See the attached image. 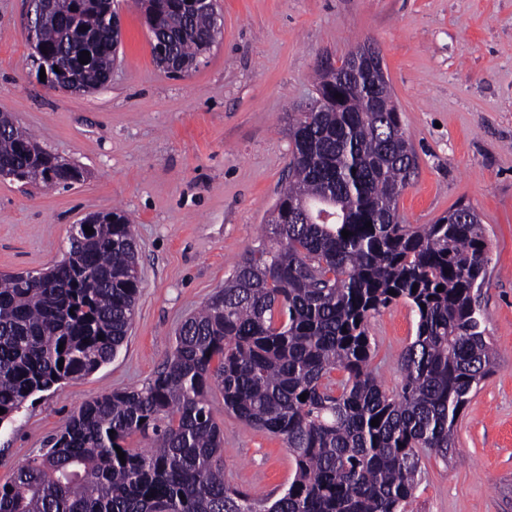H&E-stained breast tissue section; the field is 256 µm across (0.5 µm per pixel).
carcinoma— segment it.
Returning <instances> with one entry per match:
<instances>
[{
	"instance_id": "obj_1",
	"label": "carcinoma",
	"mask_w": 512,
	"mask_h": 512,
	"mask_svg": "<svg viewBox=\"0 0 512 512\" xmlns=\"http://www.w3.org/2000/svg\"><path fill=\"white\" fill-rule=\"evenodd\" d=\"M113 2L54 0L42 19L36 57L64 69L63 84L88 91L107 79L120 43ZM138 4L171 62L204 61L216 43L212 10L199 0ZM351 82L329 90L320 74L323 105L289 122L292 174L262 225L266 244L184 321L150 382L82 403L17 468L0 486V512H408L420 451L452 457L457 420L495 364L476 300L489 257L468 205L433 224L400 223L414 151L399 113L376 111L368 77ZM0 164L28 185L83 178L7 112ZM88 222L94 232L70 237L56 265L29 278L0 274V423L33 394L110 362L131 328L141 285L133 224L121 209ZM400 299L418 321L391 396L367 369V323ZM215 389L226 410L282 438L294 457L293 479L273 501L224 483ZM134 435L147 453L127 445Z\"/></svg>"
}]
</instances>
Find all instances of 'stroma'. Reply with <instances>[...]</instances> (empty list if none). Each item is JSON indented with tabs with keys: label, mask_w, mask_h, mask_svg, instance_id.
Segmentation results:
<instances>
[{
	"label": "stroma",
	"mask_w": 512,
	"mask_h": 512,
	"mask_svg": "<svg viewBox=\"0 0 512 512\" xmlns=\"http://www.w3.org/2000/svg\"><path fill=\"white\" fill-rule=\"evenodd\" d=\"M27 0H0V112L79 165L71 187L0 178V273L61 261L70 227L119 208L135 226L142 285L116 357L37 393L0 424V485L64 430L80 404L153 379L186 318L259 244L288 179V122L317 73L376 45L417 168L398 201L405 224L472 206L489 248L478 293L497 361L463 409L452 460L420 455L413 512H512V0H217L223 36L189 76L154 60L144 15L120 0L121 45L92 92L35 74ZM417 316L398 300L371 317L370 367L386 391ZM224 432V479L260 501L286 488L284 442L209 397Z\"/></svg>",
	"instance_id": "35a3bbf8"
}]
</instances>
